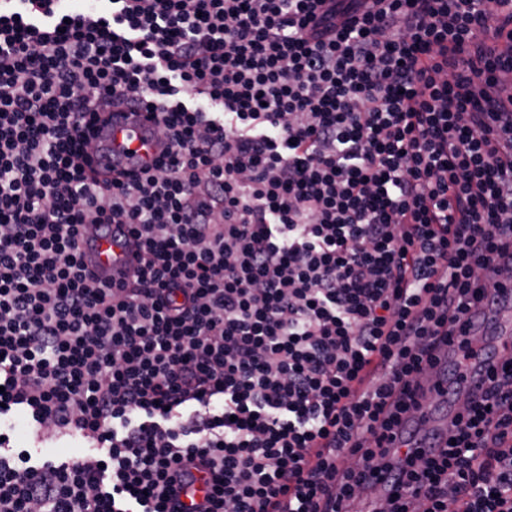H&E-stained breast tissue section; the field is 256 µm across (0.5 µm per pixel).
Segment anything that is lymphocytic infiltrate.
<instances>
[{"label": "lymphocytic infiltrate", "instance_id": "1", "mask_svg": "<svg viewBox=\"0 0 512 512\" xmlns=\"http://www.w3.org/2000/svg\"><path fill=\"white\" fill-rule=\"evenodd\" d=\"M0 0V512H512V360L395 452L441 345L507 288L504 0ZM159 159L89 173L98 101ZM138 258L106 283L82 244ZM385 372L362 382L372 363ZM12 427V445L28 449L35 458H65L92 453L86 443L70 437L38 439L26 427L22 414L2 416V429Z\"/></svg>", "mask_w": 512, "mask_h": 512}]
</instances>
